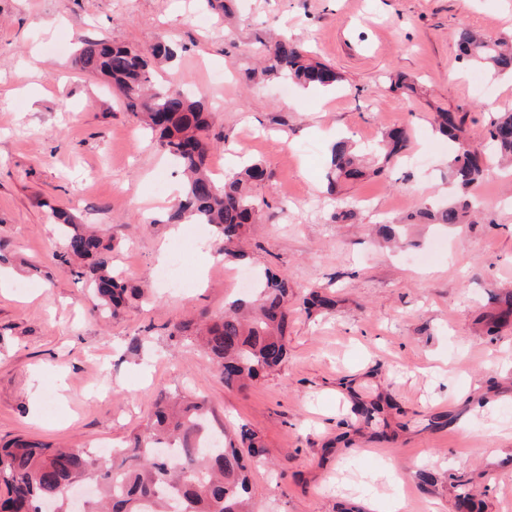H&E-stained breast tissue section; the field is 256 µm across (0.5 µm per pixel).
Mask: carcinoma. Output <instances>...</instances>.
<instances>
[{
    "label": "carcinoma",
    "instance_id": "obj_1",
    "mask_svg": "<svg viewBox=\"0 0 512 512\" xmlns=\"http://www.w3.org/2000/svg\"><path fill=\"white\" fill-rule=\"evenodd\" d=\"M459 58L477 64L495 76L512 77V43L493 39L468 28L458 35ZM83 71L101 73L124 99L132 115L159 133L161 150L178 162L186 176L182 195L169 221L176 224H210L217 229L218 254L243 257L237 249L262 217L263 206L250 193V184L263 179L257 161L246 160L216 180L207 168L211 149L210 124L204 105L181 92L150 86L149 63L144 55L104 39L87 38L75 58ZM264 74L283 76L301 85L330 88L339 80L329 66L308 57L300 44L286 39L266 47ZM435 129L448 138V177L461 194L434 211L418 210L405 223L425 219L432 224H462L479 212L465 192L486 179L488 166L473 149L465 128V116L436 113ZM491 149L512 157V111L492 115L487 127ZM410 138L406 130L389 131L380 146L384 158L404 154ZM363 175L356 155L340 140L331 148L327 180ZM63 234L62 264L77 279H86L99 303L94 309L118 315L141 289L128 286L112 270V241L101 230L85 232L71 216L54 211ZM293 290L284 275L267 271L259 291L251 298H237L224 305V316L204 324L195 339L220 370L228 388L248 383L279 368L288 357L287 332L293 312ZM207 402L177 397L159 400L151 423L136 434L130 445L112 456L94 455L84 448L55 446L17 437L0 445V512H45L44 505L63 506L73 486L86 481L96 485L95 496L83 512H252L248 457L261 452L256 434L240 433V444L221 441V447L203 452ZM456 509L480 506L466 484H457Z\"/></svg>",
    "mask_w": 512,
    "mask_h": 512
}]
</instances>
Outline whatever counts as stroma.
<instances>
[{"label": "stroma", "mask_w": 512, "mask_h": 512, "mask_svg": "<svg viewBox=\"0 0 512 512\" xmlns=\"http://www.w3.org/2000/svg\"><path fill=\"white\" fill-rule=\"evenodd\" d=\"M0 0V442L120 446L149 422L160 392L207 400L215 433L261 438L251 466L256 512H456V479L484 512H512V169L476 188L475 223L407 224L393 247L375 224L446 200L448 141L437 111L467 113L484 151L489 115L512 109V79L457 55L461 27L512 38V0ZM286 36L342 77L332 91L259 75L262 43ZM153 81L201 100L217 139L212 171L245 154L267 170L252 195L275 216L255 225L244 259L203 264L196 225L171 232L182 176L99 75L75 68L80 40L141 50ZM407 74L416 93L391 87ZM489 87L476 96L474 83ZM402 128L426 164L384 160ZM344 136L365 175L340 181L352 215L333 218L330 146ZM164 176L165 193L154 190ZM100 225L112 263L144 288L118 317L57 255L50 212ZM178 263L179 291L155 268ZM205 278H198V267ZM272 269L298 297L322 288L335 306L296 312L288 360L242 390L177 325L241 296L237 273ZM380 403L377 423L361 406ZM436 476L420 483L419 468Z\"/></svg>", "instance_id": "35a3bbf8"}]
</instances>
